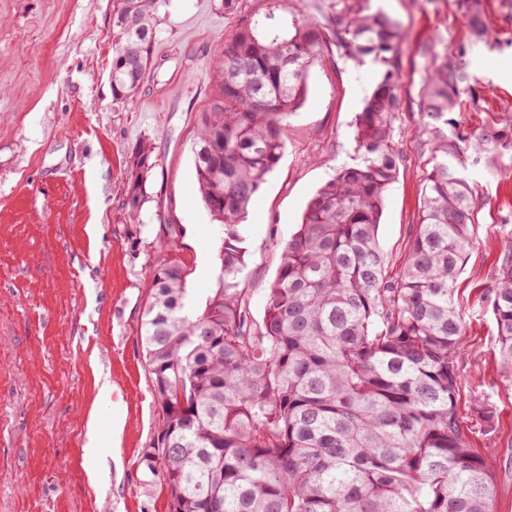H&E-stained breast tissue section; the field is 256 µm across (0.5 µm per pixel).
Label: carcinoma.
<instances>
[{
    "instance_id": "carcinoma-1",
    "label": "carcinoma",
    "mask_w": 512,
    "mask_h": 512,
    "mask_svg": "<svg viewBox=\"0 0 512 512\" xmlns=\"http://www.w3.org/2000/svg\"><path fill=\"white\" fill-rule=\"evenodd\" d=\"M159 2L113 0L116 100L133 99L144 81ZM368 2L334 0L330 25L295 14L284 35L259 32L240 15L242 0H222L235 25L193 143L199 192L224 227L221 277L190 315L187 266L153 263L140 329L163 411L143 458L167 485L168 512H496L494 463L471 448L457 408L465 321L455 294L477 231L462 169L498 134L456 131L448 113L469 76L433 62L420 94L433 164L401 266L391 268L377 232L400 163L392 120L403 106L402 30ZM468 25L478 41L491 36L477 2ZM331 44L385 66L357 117L364 162L309 200L258 320L240 277L242 222L282 156L281 126L305 101L308 71ZM151 155L142 141L129 156L122 210L131 221L148 201ZM494 277L497 362L512 382L511 257Z\"/></svg>"
}]
</instances>
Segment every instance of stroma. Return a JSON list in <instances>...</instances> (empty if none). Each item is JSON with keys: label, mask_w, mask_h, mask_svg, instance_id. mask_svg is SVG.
Returning <instances> with one entry per match:
<instances>
[{"label": "stroma", "mask_w": 512, "mask_h": 512, "mask_svg": "<svg viewBox=\"0 0 512 512\" xmlns=\"http://www.w3.org/2000/svg\"><path fill=\"white\" fill-rule=\"evenodd\" d=\"M113 0H0V512H166L167 489L142 454L162 410L140 340L145 268L180 258L195 306L220 274L222 229L198 192L196 115L213 94L210 71L233 23L221 0H167L157 46L132 101L112 99ZM397 19L404 106L393 121L401 153L378 240L399 263L433 153L419 92L435 53L471 74L453 117L463 135L499 137L465 174L477 196V238L457 281L466 333L458 409L470 443L496 462L497 512H512V387L496 364L494 272L512 241V0H481L496 29L473 42L462 0H371ZM384 66L324 49L304 105L285 123L283 156L248 206L241 277L255 318L315 191L361 164L356 118ZM150 140L148 202L121 209L131 148ZM112 393L100 401L98 380ZM98 414L99 457L86 456ZM124 429L114 434L113 422Z\"/></svg>", "instance_id": "stroma-1"}]
</instances>
